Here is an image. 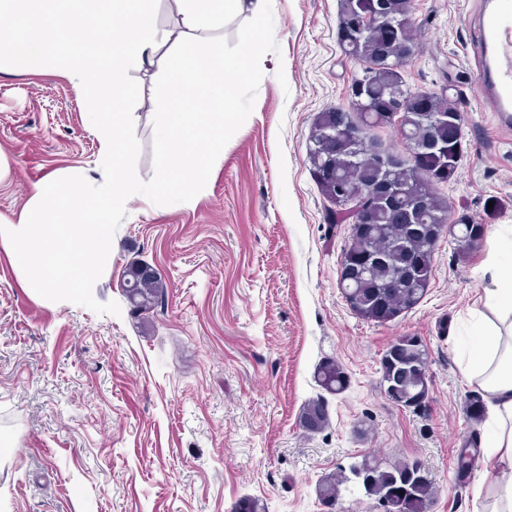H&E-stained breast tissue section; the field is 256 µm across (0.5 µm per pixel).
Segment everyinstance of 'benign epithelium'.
Listing matches in <instances>:
<instances>
[{"label":"benign epithelium","instance_id":"7a95c632","mask_svg":"<svg viewBox=\"0 0 512 512\" xmlns=\"http://www.w3.org/2000/svg\"><path fill=\"white\" fill-rule=\"evenodd\" d=\"M405 19L394 24L390 21V6L386 0H373L370 9H356L347 13L338 27V43L345 48L354 41L361 42L375 38L370 46V55L386 64L396 53L408 55L409 29L413 21L408 16V2L400 3ZM352 107L364 105L370 114L386 120H398L402 139L411 154V168L418 178L438 181L448 170V156L457 152V140L448 137V132L457 133L462 129L463 113L459 106L449 110L435 111L437 93L416 90L406 98L386 95L371 97L366 84L358 83L352 89ZM319 124L326 126V159L329 164L317 170L319 183L337 202H347L345 209L351 211V232L343 252L339 286L345 298H351L355 282L383 266L385 255L370 247L378 235L376 213L387 212L398 218L401 224H415L414 208L399 205L401 189L394 183V174L405 162L400 157L380 148L372 136V129L351 117V112L337 108L322 112ZM368 163L376 173V179L361 187L356 194L350 192V162ZM458 222L429 226L422 232V238L437 242L443 233H451ZM428 258V246L408 247L405 275L410 278L415 269ZM421 469L413 463L403 467L398 485L392 494L408 496L410 488L418 478Z\"/></svg>","mask_w":512,"mask_h":512}]
</instances>
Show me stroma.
I'll list each match as a JSON object with an SVG mask.
<instances>
[{
	"mask_svg": "<svg viewBox=\"0 0 512 512\" xmlns=\"http://www.w3.org/2000/svg\"><path fill=\"white\" fill-rule=\"evenodd\" d=\"M280 54L262 60L252 114L188 204L131 205L112 240L98 301L119 314L44 305L0 250V512H325L319 481L363 456L420 461L434 484L429 512H473L483 422L462 373L468 312L489 287L486 242L436 245L418 305L386 322L355 314L340 286L350 233L320 192L308 145L320 112L348 105L362 65L337 42L338 0H272ZM478 0H411L410 89L464 104L461 158L435 190L453 218L485 232L512 226V129L482 110L470 49ZM285 81H278L277 71ZM140 179L154 174L152 114L159 68L130 72ZM0 216L16 218L34 185L70 168L100 172V142L82 91L66 78L0 70ZM155 266L162 302L134 315L122 272ZM428 352L429 395L393 403L380 359L399 337ZM326 359L345 371L334 395L315 379ZM323 401L329 423L299 424ZM470 452L471 465L456 462Z\"/></svg>",
	"mask_w": 512,
	"mask_h": 512,
	"instance_id": "obj_1",
	"label": "stroma"
}]
</instances>
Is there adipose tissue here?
I'll return each mask as SVG.
<instances>
[{"instance_id": "obj_1", "label": "adipose tissue", "mask_w": 512, "mask_h": 512, "mask_svg": "<svg viewBox=\"0 0 512 512\" xmlns=\"http://www.w3.org/2000/svg\"><path fill=\"white\" fill-rule=\"evenodd\" d=\"M493 282L474 311L476 332L464 374L489 405L475 498L481 512H512V278Z\"/></svg>"}]
</instances>
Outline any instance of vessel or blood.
Here are the masks:
<instances>
[{"label": "vessel or blood", "mask_w": 512, "mask_h": 512, "mask_svg": "<svg viewBox=\"0 0 512 512\" xmlns=\"http://www.w3.org/2000/svg\"><path fill=\"white\" fill-rule=\"evenodd\" d=\"M477 79L485 106L512 117V0H483L475 31Z\"/></svg>", "instance_id": "vessel-or-blood-1"}]
</instances>
